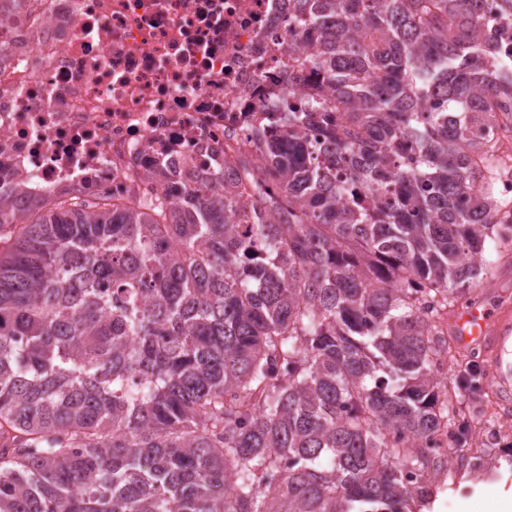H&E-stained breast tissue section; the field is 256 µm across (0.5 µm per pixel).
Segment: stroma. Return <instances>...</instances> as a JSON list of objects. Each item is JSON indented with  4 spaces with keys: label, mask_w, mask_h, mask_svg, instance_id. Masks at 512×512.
<instances>
[{
    "label": "stroma",
    "mask_w": 512,
    "mask_h": 512,
    "mask_svg": "<svg viewBox=\"0 0 512 512\" xmlns=\"http://www.w3.org/2000/svg\"><path fill=\"white\" fill-rule=\"evenodd\" d=\"M481 264L471 303L512 318V243L486 240ZM446 340L450 353L433 373L440 390L452 392L457 408L468 419L470 447L487 449L488 469L475 479L458 464L449 465L423 512H496L498 500L512 489V407L496 382L494 351L484 345H462L451 334ZM471 370L478 376L475 394L459 386Z\"/></svg>",
    "instance_id": "35a3bbf8"
}]
</instances>
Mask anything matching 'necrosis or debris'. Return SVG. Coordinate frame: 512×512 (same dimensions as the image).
<instances>
[{"label":"necrosis or debris","instance_id":"obj_1","mask_svg":"<svg viewBox=\"0 0 512 512\" xmlns=\"http://www.w3.org/2000/svg\"><path fill=\"white\" fill-rule=\"evenodd\" d=\"M313 37L294 0H0V185L47 197L150 205L166 164L204 177L263 158L250 117L289 90L319 96Z\"/></svg>","mask_w":512,"mask_h":512}]
</instances>
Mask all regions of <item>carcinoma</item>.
<instances>
[{"label": "carcinoma", "mask_w": 512, "mask_h": 512, "mask_svg": "<svg viewBox=\"0 0 512 512\" xmlns=\"http://www.w3.org/2000/svg\"><path fill=\"white\" fill-rule=\"evenodd\" d=\"M296 2L337 111L252 119L280 195L217 172L170 206L0 193V512H412L442 468L422 444L467 445L431 307L512 225L497 145L465 150L512 116V59L485 0ZM495 1H486V27L482 37L489 38L499 47L502 53L508 54V52H512V25L500 20L493 3Z\"/></svg>", "instance_id": "carcinoma-1"}]
</instances>
